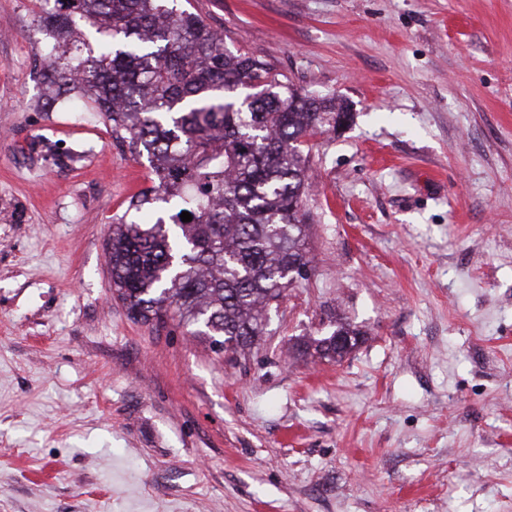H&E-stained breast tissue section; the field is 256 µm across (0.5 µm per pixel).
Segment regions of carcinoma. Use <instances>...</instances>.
Segmentation results:
<instances>
[{
  "mask_svg": "<svg viewBox=\"0 0 512 512\" xmlns=\"http://www.w3.org/2000/svg\"><path fill=\"white\" fill-rule=\"evenodd\" d=\"M46 111L69 97L146 158L152 186L112 225L113 294L135 320L167 310L239 351L263 334L289 270L310 264L302 213L309 141L347 116L165 0H41ZM191 214L184 222L182 212Z\"/></svg>",
  "mask_w": 512,
  "mask_h": 512,
  "instance_id": "1",
  "label": "carcinoma"
}]
</instances>
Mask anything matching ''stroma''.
<instances>
[{
  "instance_id": "stroma-1",
  "label": "stroma",
  "mask_w": 512,
  "mask_h": 512,
  "mask_svg": "<svg viewBox=\"0 0 512 512\" xmlns=\"http://www.w3.org/2000/svg\"><path fill=\"white\" fill-rule=\"evenodd\" d=\"M37 3L0 0V512H512V0H189L351 113L312 141L310 275L241 354L114 300L150 170L42 110ZM341 322L345 358L300 352Z\"/></svg>"
}]
</instances>
